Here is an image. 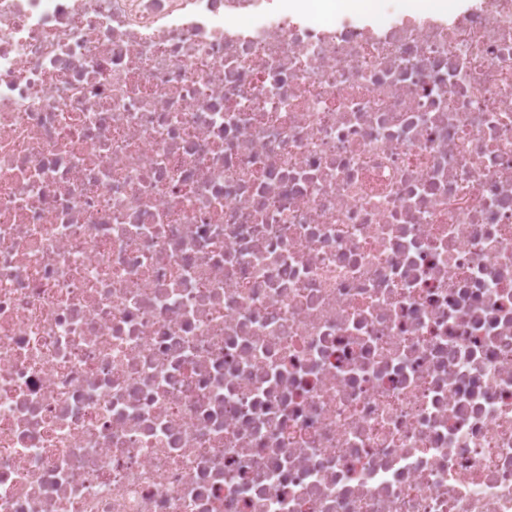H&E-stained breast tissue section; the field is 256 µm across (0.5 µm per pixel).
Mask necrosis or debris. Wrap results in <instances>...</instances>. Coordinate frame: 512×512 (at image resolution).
<instances>
[{
	"instance_id": "obj_1",
	"label": "necrosis or debris",
	"mask_w": 512,
	"mask_h": 512,
	"mask_svg": "<svg viewBox=\"0 0 512 512\" xmlns=\"http://www.w3.org/2000/svg\"><path fill=\"white\" fill-rule=\"evenodd\" d=\"M311 2L0 0V512H512V0Z\"/></svg>"
}]
</instances>
